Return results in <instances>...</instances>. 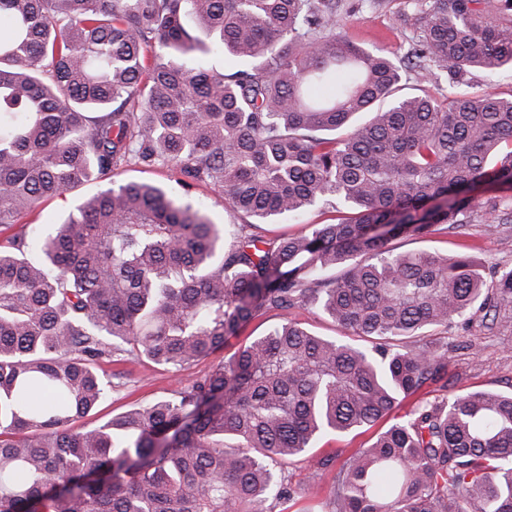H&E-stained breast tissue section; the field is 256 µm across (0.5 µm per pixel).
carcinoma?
<instances>
[{"mask_svg": "<svg viewBox=\"0 0 512 512\" xmlns=\"http://www.w3.org/2000/svg\"><path fill=\"white\" fill-rule=\"evenodd\" d=\"M403 4L396 59L351 41L343 0H0V512H266L292 498L275 465L431 385L328 512H512V392L444 395L448 348L418 340L512 311V269L393 247L512 224V95L461 90L512 68V0ZM214 52L243 68L200 66ZM131 155L256 232L228 242L201 204L115 181L11 232ZM331 201L330 223L258 231ZM308 305L370 346L302 327ZM269 312L173 397L71 428L112 388L101 364L180 371Z\"/></svg>", "mask_w": 512, "mask_h": 512, "instance_id": "carcinoma-1", "label": "carcinoma"}]
</instances>
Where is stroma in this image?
<instances>
[{
    "mask_svg": "<svg viewBox=\"0 0 512 512\" xmlns=\"http://www.w3.org/2000/svg\"><path fill=\"white\" fill-rule=\"evenodd\" d=\"M398 9V0H383L382 5L375 8L360 7L358 0H345L342 18L355 42L367 49H384L389 55L399 58L408 48V33L399 19ZM109 180L152 182L164 186L174 195L202 203L208 218L213 223L224 225L227 234L239 233L243 226L241 219L231 216L226 210L220 192L205 187H184L168 168L147 167L133 159L109 173L107 179L41 200L31 211L17 217L15 232L53 231L75 205L104 187ZM401 248L405 251L424 249L469 256L490 278L500 269L512 268V224H467L426 239L402 241ZM276 322V316L270 313L258 317L240 336L230 338L223 350L179 373L147 361L128 360L103 365L104 376L111 379L112 389L95 412L75 423V430L102 423L130 407L169 397L178 382L186 383L211 371L240 346L265 334ZM435 341L448 347L450 389L512 390V320L499 319L490 328L477 320L465 330L451 328L448 333L436 336ZM373 435V430L359 429L347 435L322 438L312 449L310 460L288 465L286 474L295 495L288 503L276 506L274 512H308L313 505L324 501L335 485L339 469L357 448L371 443Z\"/></svg>",
    "mask_w": 512,
    "mask_h": 512,
    "instance_id": "35a3bbf8",
    "label": "stroma"
}]
</instances>
